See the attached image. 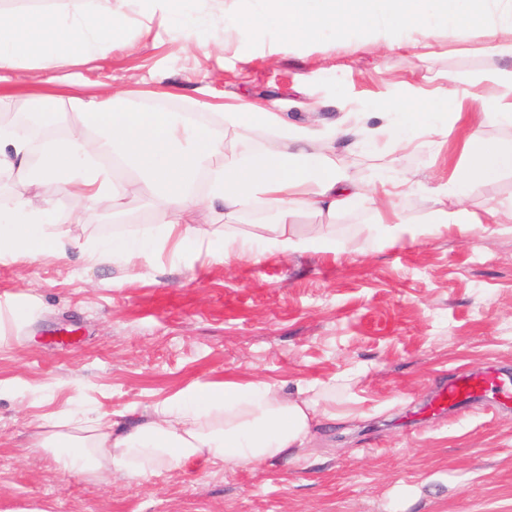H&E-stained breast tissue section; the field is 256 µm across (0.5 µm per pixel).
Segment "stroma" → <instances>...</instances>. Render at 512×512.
<instances>
[{"label":"stroma","mask_w":512,"mask_h":512,"mask_svg":"<svg viewBox=\"0 0 512 512\" xmlns=\"http://www.w3.org/2000/svg\"><path fill=\"white\" fill-rule=\"evenodd\" d=\"M117 47L67 68L23 59L10 91L129 93L142 108L191 112L251 102L289 123L327 129L381 100L414 102L453 73L492 96L485 73L503 62L478 28L421 39L416 30L324 33L297 40L262 26L249 0H194L206 24L178 27L148 0H122ZM236 12L237 24L224 15ZM465 136L406 152L393 170L412 225L455 172ZM52 228L69 227V258L0 261V512H512V407L498 394L436 421L419 413L454 375H512V232H448L386 243L372 212L336 220L330 252L259 263L224 260V246L142 259L135 271L82 249L111 238V206L89 208L45 183ZM80 213L83 223L67 225ZM359 374L361 418L323 428L299 457L236 472L202 460L146 479L63 472L32 446L39 424L70 410L121 418L191 385L270 381L286 390Z\"/></svg>","instance_id":"stroma-1"}]
</instances>
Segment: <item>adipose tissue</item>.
<instances>
[{
  "instance_id": "obj_1",
  "label": "adipose tissue",
  "mask_w": 512,
  "mask_h": 512,
  "mask_svg": "<svg viewBox=\"0 0 512 512\" xmlns=\"http://www.w3.org/2000/svg\"><path fill=\"white\" fill-rule=\"evenodd\" d=\"M263 24L288 35L312 39L339 30L371 32L386 25L396 30L417 29L424 37L443 31L461 34L483 28L492 54L512 60V40L497 37L512 30V0H259ZM126 16L112 0H52L40 17L0 16V84L21 57H43L61 67L117 43ZM499 93L464 100L455 90L423 98L413 105L383 104L388 120L370 129L364 117L340 123L319 135L288 124L280 113L253 103L225 107L220 120L207 124L188 120L180 112L126 108L114 96H88L75 91L61 98L60 107L81 117L80 124L48 141L41 152L42 177L30 174V145L16 131L0 129V169L16 173L23 190L13 207L0 211V256L33 258L49 252L67 257L74 245L68 231H49L50 211L41 194L42 178L61 179L67 193L90 204L111 202L113 216L125 211L130 196L146 195L168 215L158 233L141 237L115 236L104 252L135 266L138 259L184 246L223 241L224 259L243 255L261 259L324 252L329 224L346 208L382 209L380 232L394 242L407 232L400 216L390 176L399 152L430 145L432 137L447 136L462 117H469L467 136L457 174L437 188L434 207L421 233L432 236L449 227L467 230L480 223L511 224L512 205L492 200L484 219L463 208L471 191L494 184L512 172V142L493 143L481 132L487 111L512 122V69H496L484 76ZM238 137L269 128L288 142L278 151L249 150L224 157V131ZM347 142L358 154L380 161L375 178L362 183L334 159L337 142ZM204 191H194L198 177ZM205 215L202 224H185L183 211ZM250 210L268 211L274 223L239 231L235 222ZM311 210L322 216L314 232L301 233L298 213ZM358 378L339 373L333 382H310L296 393L275 382L242 384L227 380L206 390L186 388L151 406L141 415L118 421L109 417L72 416L65 430L39 429L35 445L51 453L63 469L93 478L121 476L146 479L182 469L202 458L235 472L245 466L287 459L304 448L321 423H344L358 418L356 409L336 400L334 387L353 390Z\"/></svg>"
}]
</instances>
